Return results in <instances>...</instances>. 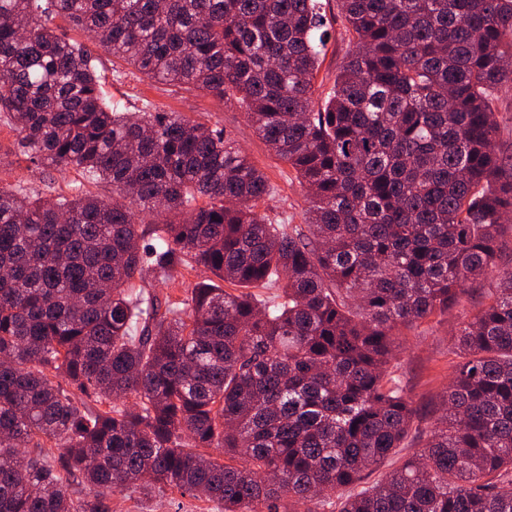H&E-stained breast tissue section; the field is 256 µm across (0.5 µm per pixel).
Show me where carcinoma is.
Listing matches in <instances>:
<instances>
[{"label":"carcinoma","instance_id":"obj_1","mask_svg":"<svg viewBox=\"0 0 512 512\" xmlns=\"http://www.w3.org/2000/svg\"><path fill=\"white\" fill-rule=\"evenodd\" d=\"M338 3L358 49L320 102V0H0V112L44 171L0 187V512H111L124 489L220 512H512V0ZM57 16L151 80L237 101L308 223L258 210L271 185L224 130L107 103ZM65 169L80 180L59 192ZM200 267L180 301L145 288ZM491 272L401 457V330ZM496 116L500 125L497 143L512 154V89L499 94Z\"/></svg>","mask_w":512,"mask_h":512}]
</instances>
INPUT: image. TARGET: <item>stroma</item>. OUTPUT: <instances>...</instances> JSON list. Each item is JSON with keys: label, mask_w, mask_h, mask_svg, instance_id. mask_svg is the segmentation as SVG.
<instances>
[{"label": "stroma", "mask_w": 512, "mask_h": 512, "mask_svg": "<svg viewBox=\"0 0 512 512\" xmlns=\"http://www.w3.org/2000/svg\"><path fill=\"white\" fill-rule=\"evenodd\" d=\"M331 23V37L324 51V59L315 80V96L325 99L336 81V75L353 42L343 33L337 16L336 0H322ZM98 58V74L107 101L121 102L127 112L164 110L178 112L192 120H201L223 128L249 158L261 168L275 189L274 194L261 204L272 223H304L308 202L305 192L287 164L279 161L259 138L243 110L233 102L224 103L199 91H187L176 86L156 83L139 74L132 66L113 60L101 48H94ZM17 133L6 120H0V186L18 183L31 188L41 185L42 176L27 157L15 148ZM490 278L476 280L468 285V293L459 302L449 305L447 311L405 331L399 363L407 390L420 412L433 408L437 394L452 378L453 358L449 353L451 337L462 321L463 310L477 311L487 304V292L492 288ZM112 512H207L204 502L179 493H166L156 498L123 490L111 495Z\"/></svg>", "instance_id": "stroma-1"}]
</instances>
